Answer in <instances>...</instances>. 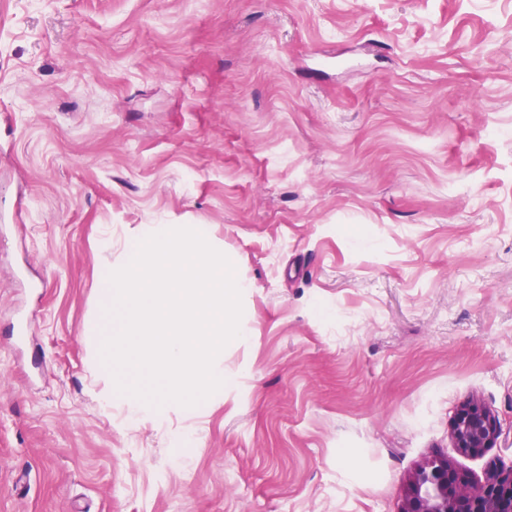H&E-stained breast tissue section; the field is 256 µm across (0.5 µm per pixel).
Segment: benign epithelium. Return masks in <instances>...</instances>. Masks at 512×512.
Wrapping results in <instances>:
<instances>
[{"instance_id": "1", "label": "benign epithelium", "mask_w": 512, "mask_h": 512, "mask_svg": "<svg viewBox=\"0 0 512 512\" xmlns=\"http://www.w3.org/2000/svg\"><path fill=\"white\" fill-rule=\"evenodd\" d=\"M501 421L490 408L469 404L454 417L455 447L481 454L494 446ZM398 512H512V465L493 466L484 479L473 482L453 471L444 456L420 465L407 482Z\"/></svg>"}]
</instances>
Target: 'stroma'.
Returning a JSON list of instances; mask_svg holds the SVG:
<instances>
[{
	"label": "stroma",
	"instance_id": "35a3bbf8",
	"mask_svg": "<svg viewBox=\"0 0 512 512\" xmlns=\"http://www.w3.org/2000/svg\"><path fill=\"white\" fill-rule=\"evenodd\" d=\"M149 224L246 288L138 422L86 326ZM437 454L512 464V0H0V512H397ZM501 431V421L493 410L480 404H469L456 412L451 437L456 448L482 454L494 446Z\"/></svg>",
	"mask_w": 512,
	"mask_h": 512
}]
</instances>
